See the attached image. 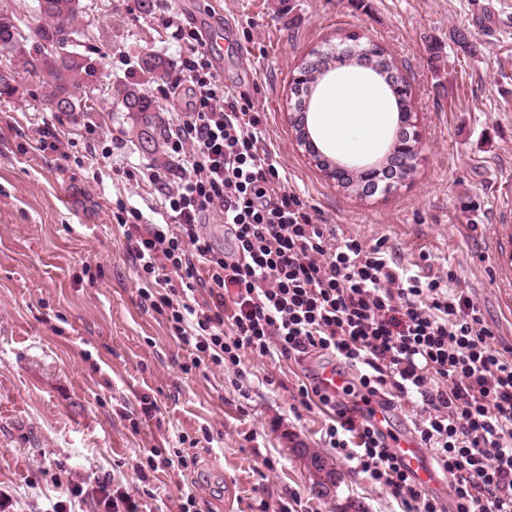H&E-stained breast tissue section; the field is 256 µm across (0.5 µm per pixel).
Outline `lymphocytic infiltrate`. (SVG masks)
I'll return each instance as SVG.
<instances>
[{
	"label": "lymphocytic infiltrate",
	"instance_id": "lymphocytic-infiltrate-1",
	"mask_svg": "<svg viewBox=\"0 0 512 512\" xmlns=\"http://www.w3.org/2000/svg\"><path fill=\"white\" fill-rule=\"evenodd\" d=\"M187 49L172 89L186 109L166 148L183 162L165 192L167 220L143 223L134 207L114 218L139 283V303L188 346L190 364L242 376L244 356L276 363L317 355L348 370L342 393L316 374L297 386L306 408L328 417L325 447L385 489L401 512H512V349L499 346L480 304L455 272L428 275L402 263L385 239L329 238L284 188L279 156L249 103L230 94L202 31L177 23ZM224 225L230 250L203 226ZM407 408L412 431L450 480L427 492L373 422L374 406ZM140 512L110 478L61 486L48 512Z\"/></svg>",
	"mask_w": 512,
	"mask_h": 512
}]
</instances>
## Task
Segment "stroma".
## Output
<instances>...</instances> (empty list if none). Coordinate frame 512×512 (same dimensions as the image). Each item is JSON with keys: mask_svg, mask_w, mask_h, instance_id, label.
Returning <instances> with one entry per match:
<instances>
[{"mask_svg": "<svg viewBox=\"0 0 512 512\" xmlns=\"http://www.w3.org/2000/svg\"><path fill=\"white\" fill-rule=\"evenodd\" d=\"M74 50L99 65L92 111L43 110L42 84L18 57L0 52L17 92L0 100V493L5 512H46L58 482L110 476L143 512H180L195 482L200 512H260L299 493L302 512H399L336 451L322 448L325 417L292 397L317 358L271 364L244 358L243 380L196 369L161 316L139 306L138 283L112 218L117 202L146 222L163 212L149 168L178 158L155 153L150 136L113 97L137 83L163 121L184 111L136 65L151 50L182 64L169 16L219 33L213 63L268 128L284 185L336 236L387 238L407 265L454 270L484 309L497 340L512 346V288L495 270L494 237L512 225V0H82ZM354 30L402 63L420 117L423 159L386 194L362 197L328 181L299 148L289 113L291 78L303 58L337 32ZM52 125L66 156L35 148ZM159 409L143 419L140 397ZM183 448L195 465L141 483L151 450ZM321 451L336 471L329 495L298 449Z\"/></svg>", "mask_w": 512, "mask_h": 512, "instance_id": "35a3bbf8", "label": "stroma"}]
</instances>
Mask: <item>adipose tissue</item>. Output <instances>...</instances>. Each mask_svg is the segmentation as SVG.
Returning a JSON list of instances; mask_svg holds the SVG:
<instances>
[{
  "mask_svg": "<svg viewBox=\"0 0 512 512\" xmlns=\"http://www.w3.org/2000/svg\"><path fill=\"white\" fill-rule=\"evenodd\" d=\"M320 133L336 148L372 152L388 120V106L377 88L350 77L331 84L319 100Z\"/></svg>",
  "mask_w": 512,
  "mask_h": 512,
  "instance_id": "obj_1",
  "label": "adipose tissue"
}]
</instances>
